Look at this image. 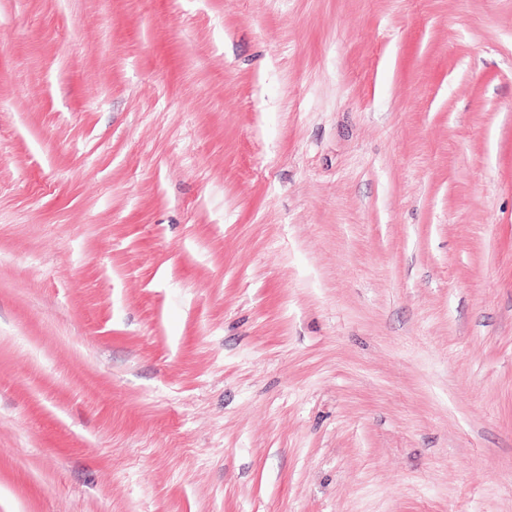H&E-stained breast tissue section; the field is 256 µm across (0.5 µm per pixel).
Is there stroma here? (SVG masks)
<instances>
[{"mask_svg":"<svg viewBox=\"0 0 512 512\" xmlns=\"http://www.w3.org/2000/svg\"><path fill=\"white\" fill-rule=\"evenodd\" d=\"M0 512H512V0H0Z\"/></svg>","mask_w":512,"mask_h":512,"instance_id":"1","label":"stroma"}]
</instances>
